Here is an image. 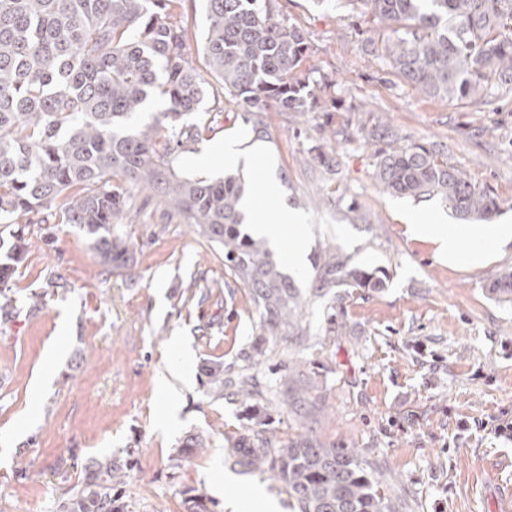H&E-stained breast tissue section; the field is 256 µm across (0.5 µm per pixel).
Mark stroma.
<instances>
[{
  "label": "stroma",
  "instance_id": "obj_1",
  "mask_svg": "<svg viewBox=\"0 0 512 512\" xmlns=\"http://www.w3.org/2000/svg\"><path fill=\"white\" fill-rule=\"evenodd\" d=\"M277 7L307 39L304 72L335 78L340 101L269 113L263 140L280 204L309 229V266L294 278L311 297L307 345L263 339L249 289L225 272L217 250L185 220L162 221L142 198L132 201L139 216L118 227L131 256L123 270L105 271L71 225H53L49 245L32 225L8 283L17 313L0 321V512H56L86 459L110 454L131 462L125 512H186L188 488L205 490L214 512H226L225 500L252 484L294 512L281 482L230 455L262 421L281 447L309 437L357 452L394 512H512V441L494 431L512 420V301L486 288L492 274L512 269V242L477 263L448 262L404 229L412 213L438 217L452 234L487 238L496 225H512V97L485 104L422 94L365 49L379 28L350 0ZM173 18L189 33L190 62L203 68L202 0H181ZM246 118L236 109L190 115L198 136L177 155L176 170L224 175L225 141L253 143ZM360 120L390 123L402 144L435 148L494 193L499 215L464 222L438 199L390 196L374 176L375 146L353 135ZM313 145L335 157V172L305 165ZM331 245L351 266L386 270L385 288L314 296V262ZM35 293L37 311L29 307ZM178 341L191 355L192 379L173 380L167 399L158 382L179 356ZM214 361L225 375L256 377L271 394L261 411L208 389L203 368ZM284 384L297 404L277 400ZM172 398L178 420L160 428ZM188 431L210 445L173 464Z\"/></svg>",
  "mask_w": 512,
  "mask_h": 512
}]
</instances>
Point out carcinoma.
I'll return each mask as SVG.
<instances>
[{
  "label": "carcinoma",
  "instance_id": "obj_1",
  "mask_svg": "<svg viewBox=\"0 0 512 512\" xmlns=\"http://www.w3.org/2000/svg\"><path fill=\"white\" fill-rule=\"evenodd\" d=\"M179 0H0V318L17 311L3 286L28 248L31 224H71L106 269H123L128 247L116 231L135 191H149L224 256V269L252 294L263 332L303 340L308 298L285 275L268 245L242 228L246 189L238 177L175 172L176 153L196 134L186 116L209 99L250 115L259 137L266 113L311 112L317 92L336 81L303 72L309 46L277 17L275 0H203L202 51L224 99L188 60L187 29L169 21ZM385 34L371 54L432 98L491 100L512 95V0H358ZM164 104L154 122H133L150 99ZM359 138L384 141L375 177L392 196L438 198L463 220L490 221L500 201L432 147L402 146L388 125L357 126ZM308 163L333 172L335 158L312 146ZM379 270L351 267L325 250L313 294L325 288H383ZM489 293L512 300V271L488 281ZM210 389L244 391L248 379H224V364L205 366ZM246 392V391H244ZM246 395L254 396L249 390ZM206 435L189 432L172 460L201 452ZM237 463L283 483L298 512H393L375 473L346 448L300 440L273 447L260 432L242 435ZM130 460L91 457L83 479L63 493L57 512H124L120 486ZM186 512H212L196 488L181 491Z\"/></svg>",
  "mask_w": 512,
  "mask_h": 512
}]
</instances>
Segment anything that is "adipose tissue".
<instances>
[{
	"instance_id": "adipose-tissue-1",
	"label": "adipose tissue",
	"mask_w": 512,
	"mask_h": 512,
	"mask_svg": "<svg viewBox=\"0 0 512 512\" xmlns=\"http://www.w3.org/2000/svg\"><path fill=\"white\" fill-rule=\"evenodd\" d=\"M245 221L250 224L252 233L264 239L270 247H277L281 238L292 235L294 248L285 256L289 269L302 271L308 241V229L299 214L280 209L277 222H270L266 213L256 209L252 204L244 206ZM408 232L417 238L431 240L437 247L438 255L446 260L455 261L461 258L471 262H479L485 252L481 243L474 238L452 235L447 225L441 224L432 217L412 218L407 226Z\"/></svg>"
}]
</instances>
